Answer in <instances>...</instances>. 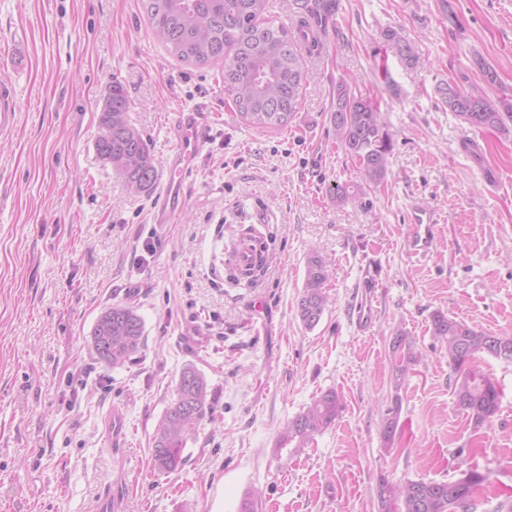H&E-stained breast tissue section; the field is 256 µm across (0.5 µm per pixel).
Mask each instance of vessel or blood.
<instances>
[{
	"label": "vessel or blood",
	"mask_w": 512,
	"mask_h": 512,
	"mask_svg": "<svg viewBox=\"0 0 512 512\" xmlns=\"http://www.w3.org/2000/svg\"><path fill=\"white\" fill-rule=\"evenodd\" d=\"M18 98L11 78L0 79V134L14 128ZM210 125L196 109L181 111L177 121V144L166 160L167 181L154 211L156 226L174 223L187 202L186 180L195 168L203 146L210 138ZM436 221L431 211H415L409 249L413 255L423 257L430 253L435 242ZM266 249L256 238L237 241L227 251L226 264L237 278H244L251 265L265 256ZM352 315L359 326H370L376 318L371 288H363L362 295L353 306Z\"/></svg>",
	"instance_id": "vessel-or-blood-1"
}]
</instances>
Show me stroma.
<instances>
[{
    "instance_id": "1",
    "label": "stroma",
    "mask_w": 512,
    "mask_h": 512,
    "mask_svg": "<svg viewBox=\"0 0 512 512\" xmlns=\"http://www.w3.org/2000/svg\"><path fill=\"white\" fill-rule=\"evenodd\" d=\"M400 33L420 56L401 63ZM16 49L17 123L0 136V512H380V481H484L467 512L512 502V362L478 367L501 390L483 424L455 404L453 371L431 315L512 336V127L476 129L444 108L454 82L512 102V0H341L320 53L303 58V96L286 128L246 125L221 64L172 58L142 0H0V51ZM497 74L479 82L480 63ZM157 161L175 145L178 112L201 107L212 137L187 179L186 208L156 227L162 183L132 190L96 155L111 81ZM380 106L393 138L384 183L339 203L331 184L359 182L327 133L341 81ZM437 217L430 257L410 254L413 205ZM257 230L272 258L232 284L224 249ZM329 263L331 301L305 328L296 315L306 256ZM372 282L377 317L351 319ZM116 302L134 306L143 348L121 367L87 336ZM403 330L422 357L394 390L390 343ZM205 336L192 349L188 332ZM203 372L214 410L187 441L185 464L154 468L153 436L182 370ZM343 411L302 455L277 448L290 419L326 390ZM400 398L393 442L381 419ZM126 439L111 442L113 409ZM382 36L391 45L392 49L395 50L405 65L413 67L419 63L420 58L414 52L412 46L399 36L395 30L387 28L383 31Z\"/></svg>"
}]
</instances>
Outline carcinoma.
Listing matches in <instances>:
<instances>
[{
	"label": "carcinoma",
	"instance_id": "1",
	"mask_svg": "<svg viewBox=\"0 0 512 512\" xmlns=\"http://www.w3.org/2000/svg\"><path fill=\"white\" fill-rule=\"evenodd\" d=\"M155 37L179 60L203 66L224 61V92L235 110L257 129H280L293 119L302 94L305 73L302 51L314 53L315 46L284 26L263 21L270 0H143ZM340 9L339 0H297L296 15L328 31ZM383 38L401 61L413 67L419 56L412 46L392 30ZM454 100L445 104L463 123L480 129L502 130L512 122V106L495 105L482 95L456 83ZM130 102L122 85L111 82L99 117L94 147L101 161L112 166L135 191L149 190L158 176L157 161L142 133L129 118ZM336 140L357 163L363 180L382 183L386 176L393 138L378 103L352 92L342 81L326 115ZM328 264L317 252L306 259L302 290L296 303L302 325L312 329L320 322L328 303L325 284ZM431 335L448 349V366L456 375V405L479 425L498 410L500 389L481 371L471 369L480 354L496 356L504 351L512 358V336L491 335L459 322L441 312L431 316ZM89 344L97 359L121 367L144 345V322L135 307L115 303L96 320ZM393 379L399 389L408 377L418 353L408 336L396 331L391 341ZM212 392L205 375L193 366L184 368L176 385L175 398L156 426L152 460L160 471L173 472L184 463L187 439L211 416ZM343 409L334 390H327L304 407L280 435L278 449L293 446L305 450L315 435L332 426ZM399 399L387 408L382 435L392 440L398 430ZM483 477L470 472L467 478L436 482L409 480L400 484L379 482L377 497L384 512H457L468 506Z\"/></svg>",
	"mask_w": 512,
	"mask_h": 512
}]
</instances>
